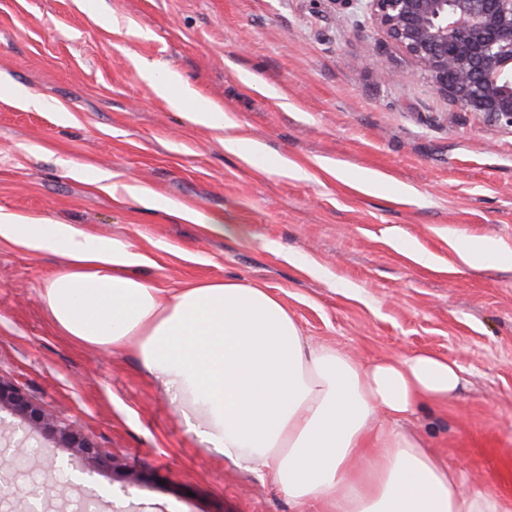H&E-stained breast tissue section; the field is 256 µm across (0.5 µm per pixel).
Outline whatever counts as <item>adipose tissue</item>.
<instances>
[{
    "label": "adipose tissue",
    "instance_id": "adipose-tissue-1",
    "mask_svg": "<svg viewBox=\"0 0 512 512\" xmlns=\"http://www.w3.org/2000/svg\"><path fill=\"white\" fill-rule=\"evenodd\" d=\"M0 240L64 268L41 297L56 328L100 350L134 348L205 448L270 474L301 512H512L420 436L397 429L462 384L427 352L369 363L310 341L269 289L238 281L162 288L134 275L132 245L0 211Z\"/></svg>",
    "mask_w": 512,
    "mask_h": 512
}]
</instances>
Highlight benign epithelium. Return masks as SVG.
<instances>
[{
	"label": "benign epithelium",
	"mask_w": 512,
	"mask_h": 512,
	"mask_svg": "<svg viewBox=\"0 0 512 512\" xmlns=\"http://www.w3.org/2000/svg\"><path fill=\"white\" fill-rule=\"evenodd\" d=\"M377 35L432 78L459 112L512 128V0H359ZM9 409L95 466L114 464L108 449L47 412L0 378Z\"/></svg>",
	"instance_id": "obj_1"
}]
</instances>
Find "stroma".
<instances>
[{"label":"stroma","mask_w":512,"mask_h":512,"mask_svg":"<svg viewBox=\"0 0 512 512\" xmlns=\"http://www.w3.org/2000/svg\"><path fill=\"white\" fill-rule=\"evenodd\" d=\"M147 67L190 84L185 109H218L233 127L183 121ZM1 83L44 102L0 94L1 211L130 243L136 274L160 286H264L304 336L362 360L456 363L459 391L402 427L460 466L465 487L512 498V130L455 111L361 5L0 0ZM225 136L261 150L239 158ZM284 160L304 174L279 171ZM145 189L232 231L149 207ZM488 238L502 257L484 269L452 248ZM61 268L0 242V377L109 448L114 468L92 472L101 512H297L269 476L200 445L134 350L55 328L40 292ZM17 424L0 411V450L22 439L30 455L18 487L52 483L42 512H74L87 462Z\"/></svg>","instance_id":"35a3bbf8"}]
</instances>
